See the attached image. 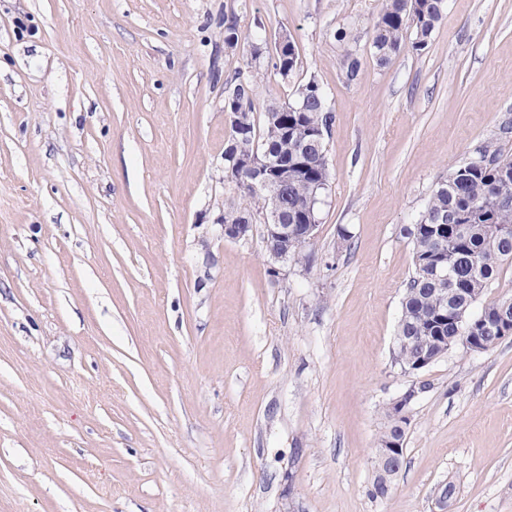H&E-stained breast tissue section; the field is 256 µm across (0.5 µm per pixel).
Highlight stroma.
<instances>
[{"label":"stroma","mask_w":512,"mask_h":512,"mask_svg":"<svg viewBox=\"0 0 512 512\" xmlns=\"http://www.w3.org/2000/svg\"><path fill=\"white\" fill-rule=\"evenodd\" d=\"M377 9L0 0V512H512V339L393 361L409 230L512 117V0H446L428 52L384 66ZM231 16L290 34L333 110L308 264L271 262L259 224L222 236ZM426 389L424 384H411L408 386L398 397L392 399L389 403L391 414L397 423L396 431L392 429V424L388 422L384 430L378 438V448H381L378 453L379 462L381 467L384 468L389 474H396L400 469V460L403 456V445L400 434L406 431L410 423V409L418 398L419 394L423 393ZM394 433V436L389 438V435ZM386 440V442H384ZM384 442V444H383ZM383 447L386 448H382ZM378 448H375V453Z\"/></svg>","instance_id":"1"}]
</instances>
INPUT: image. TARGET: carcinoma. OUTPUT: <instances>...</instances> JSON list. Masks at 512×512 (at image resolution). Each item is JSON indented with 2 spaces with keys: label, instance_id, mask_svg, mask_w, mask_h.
<instances>
[{
  "label": "carcinoma",
  "instance_id": "1",
  "mask_svg": "<svg viewBox=\"0 0 512 512\" xmlns=\"http://www.w3.org/2000/svg\"><path fill=\"white\" fill-rule=\"evenodd\" d=\"M445 0H381L373 28L372 57L379 65L388 64L403 48L420 55L430 46L434 31L444 11ZM237 22H224V49L240 48ZM288 58L272 62L273 70L288 83L301 68L295 41L288 40ZM268 53L266 44L253 43L250 59L244 67L228 75L224 87V111L257 112L254 89ZM345 78L358 80L362 61L356 53L345 52L342 59ZM288 111V141H271L270 158H288V180L279 189L282 216L287 224L304 223V211L313 206L319 217L323 196L330 185L327 163L318 160L326 153L325 141L319 140L318 126L328 102L317 80L310 78L293 84L291 97L265 108L253 119L254 134L267 131L270 112ZM509 129H501L498 138L479 147L476 154L488 157L481 166L468 162L456 165L450 173L454 180H440L410 233L413 244L414 271L410 277L398 320L397 336H430L432 319L456 306L470 316L471 306L479 300L503 266L512 263V236L492 241L488 234L497 224L512 225V204L497 202L493 189L503 176L512 180V155L505 153ZM233 196L224 201V223L238 224L249 213L261 215L266 207L262 194L246 196L237 181L230 182ZM448 226V267L454 271L456 284L438 290L431 276L432 255L436 247L438 225Z\"/></svg>",
  "mask_w": 512,
  "mask_h": 512
}]
</instances>
